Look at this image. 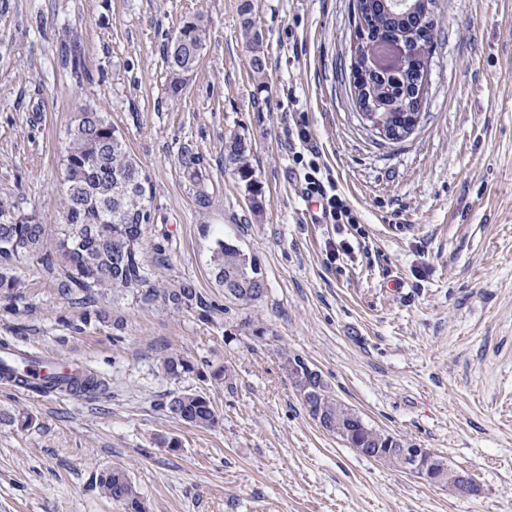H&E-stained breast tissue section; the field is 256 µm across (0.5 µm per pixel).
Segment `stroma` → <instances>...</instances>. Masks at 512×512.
<instances>
[{"label":"stroma","instance_id":"35a3bbf8","mask_svg":"<svg viewBox=\"0 0 512 512\" xmlns=\"http://www.w3.org/2000/svg\"><path fill=\"white\" fill-rule=\"evenodd\" d=\"M243 1L0 0V205L57 224L67 128L84 108L104 112L153 185L145 243L168 255L154 279H192L227 307L202 322L108 292L95 306L109 322L76 333L80 306L38 266H20L24 300L0 302V343L84 362L110 393L0 387V410L33 418L0 424V512H125L96 484L115 466L146 512H512V0H437L424 116L392 147L360 126L340 77L351 0H247L268 57L261 83ZM189 18L209 40L175 99L163 46ZM301 121L359 230L314 223L288 144ZM234 133L252 148L248 183L224 168ZM188 141L213 197L204 212L177 163ZM219 234L260 267L257 301H225L215 285ZM341 235L348 251L330 255ZM170 351L233 377L172 378L160 365ZM286 352L369 425L469 473L476 493L322 430L281 368ZM188 390L211 401L218 428L162 410ZM240 6V15L242 19V29L244 37L247 39L248 65L253 77L261 80L265 78L267 71V59L263 50L262 40L257 32L251 35L253 22L248 15L251 13L250 1H243Z\"/></svg>","mask_w":512,"mask_h":512}]
</instances>
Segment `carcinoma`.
Segmentation results:
<instances>
[{
    "label": "carcinoma",
    "mask_w": 512,
    "mask_h": 512,
    "mask_svg": "<svg viewBox=\"0 0 512 512\" xmlns=\"http://www.w3.org/2000/svg\"><path fill=\"white\" fill-rule=\"evenodd\" d=\"M423 0H414V15H405L407 6L395 0H359L360 27L373 42L409 32L418 23ZM251 4L240 5L242 29L247 39L248 65L253 77L262 80L267 59L259 34L251 33ZM180 45L169 40L164 49V62L169 73L171 97L182 93L187 78L198 67L208 41V30L200 18L183 21L176 30ZM370 95L379 104L385 124L404 122V113L412 111L414 87L410 79L392 72L364 81ZM251 147L245 138L233 135L224 143L225 165L242 180L252 176L249 156ZM182 174L189 182L194 202L201 210L212 205L205 190L203 158L191 143H184L177 158ZM152 186L148 175L127 148L118 127L103 113L85 108L68 128L64 168L61 181L60 224L56 225L55 244L48 245L47 225L35 216H19L0 208V299L13 306L23 299L17 267L30 262L56 276L60 294L73 304H91L96 295L107 290L131 297L135 304L162 311L188 313L211 320L220 307L209 301L194 281L184 279L160 286L152 277L143 252L144 229L153 223ZM212 277L215 284L235 293L249 294L264 287L263 276L256 263L238 246L217 236L211 247ZM106 321L99 309H86L71 329L82 332L85 327ZM165 373L174 378L200 372L195 362L171 353L163 358ZM321 386L304 406L309 416L321 408L331 425L327 432L336 435L351 448H386L388 433L369 426L361 416L349 411L333 395L328 384ZM109 384L94 373L51 376L33 387L43 393H68L96 396L107 392ZM170 417L203 429L219 426L220 418L209 399L192 392L172 394L161 403ZM101 494L124 506L126 512H145L144 503L128 472L115 466L99 474Z\"/></svg>",
    "instance_id": "cac0c4a2"
}]
</instances>
